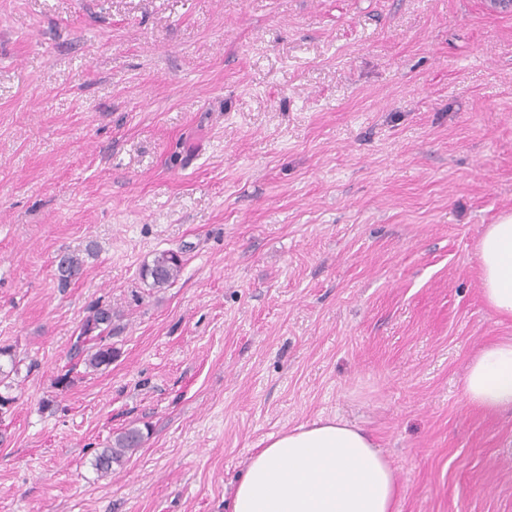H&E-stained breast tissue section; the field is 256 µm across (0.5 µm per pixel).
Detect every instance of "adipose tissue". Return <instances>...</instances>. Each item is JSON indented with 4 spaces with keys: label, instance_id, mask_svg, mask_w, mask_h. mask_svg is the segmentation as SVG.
<instances>
[{
    "label": "adipose tissue",
    "instance_id": "ef3b65f1",
    "mask_svg": "<svg viewBox=\"0 0 512 512\" xmlns=\"http://www.w3.org/2000/svg\"><path fill=\"white\" fill-rule=\"evenodd\" d=\"M482 296L512 320V213L486 225L477 245ZM467 401L512 408V337L485 345L465 374ZM395 469L373 438L340 417L320 418L270 436L250 456L229 512H398Z\"/></svg>",
    "mask_w": 512,
    "mask_h": 512
}]
</instances>
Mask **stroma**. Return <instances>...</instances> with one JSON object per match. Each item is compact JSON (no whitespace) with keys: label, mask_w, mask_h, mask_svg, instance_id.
Here are the masks:
<instances>
[{"label":"stroma","mask_w":512,"mask_h":512,"mask_svg":"<svg viewBox=\"0 0 512 512\" xmlns=\"http://www.w3.org/2000/svg\"><path fill=\"white\" fill-rule=\"evenodd\" d=\"M506 213L512 14L488 0H0V346L32 365L0 512H225L270 435L336 415L398 512H512V411L463 394L512 336L477 253ZM168 249L180 277L148 288ZM96 303L117 356L57 385ZM183 260L179 253L172 250L156 252L150 262L141 268V279L149 288L161 289L176 280L182 271ZM59 279L66 284L83 273V260L77 254L64 253L57 264ZM144 434L137 427H130L118 433L109 444L95 456L93 466L101 474L107 476L115 471L114 466L120 467L130 458L131 454L140 448Z\"/></svg>","instance_id":"obj_1"}]
</instances>
